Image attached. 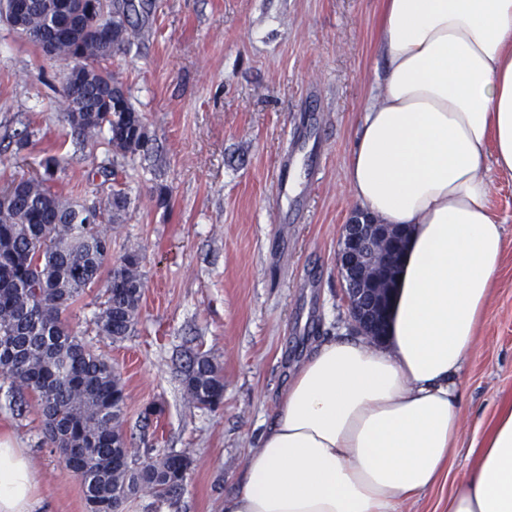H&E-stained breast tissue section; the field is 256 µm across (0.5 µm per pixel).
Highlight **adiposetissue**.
Masks as SVG:
<instances>
[{
  "label": "adipose tissue",
  "instance_id": "adipose-tissue-1",
  "mask_svg": "<svg viewBox=\"0 0 512 512\" xmlns=\"http://www.w3.org/2000/svg\"><path fill=\"white\" fill-rule=\"evenodd\" d=\"M376 43L346 177L365 222L408 233L386 334L296 368L222 512H401L453 466L458 375L505 249L490 174L512 176V0H383ZM37 490L0 438V512H33ZM445 512H512V408Z\"/></svg>",
  "mask_w": 512,
  "mask_h": 512
}]
</instances>
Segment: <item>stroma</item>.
Returning <instances> with one entry per match:
<instances>
[{
  "mask_svg": "<svg viewBox=\"0 0 512 512\" xmlns=\"http://www.w3.org/2000/svg\"><path fill=\"white\" fill-rule=\"evenodd\" d=\"M138 30L109 61L150 138L116 158L104 139L80 141L66 122L62 63L0 23V185L61 158L59 187L86 206L113 183L131 198L112 256L140 249L143 295L123 341L98 336L103 284L69 313L71 327L125 385L123 432L133 460L174 449L191 464L173 502L140 494L123 512H221L249 448L272 418L288 371L332 338L355 336L336 255L356 204L350 148L382 65L381 0H132ZM33 128L17 150V132ZM288 170L297 192L281 196ZM506 247L481 337L462 374L460 440L451 472L473 464L477 422L512 405V177L492 173ZM224 375V400L185 395L191 358ZM0 432L25 449L39 479L34 512H88L81 480L43 443L33 408L0 389Z\"/></svg>",
  "mask_w": 512,
  "mask_h": 512,
  "instance_id": "35a3bbf8",
  "label": "stroma"
}]
</instances>
